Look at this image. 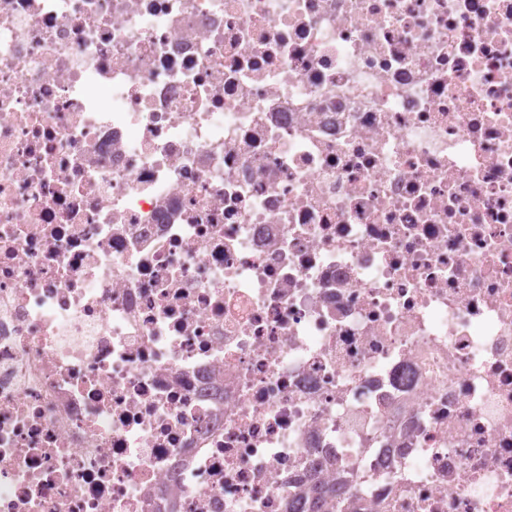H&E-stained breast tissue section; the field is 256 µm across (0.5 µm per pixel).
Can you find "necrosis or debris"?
<instances>
[{
	"label": "necrosis or debris",
	"instance_id": "obj_1",
	"mask_svg": "<svg viewBox=\"0 0 512 512\" xmlns=\"http://www.w3.org/2000/svg\"><path fill=\"white\" fill-rule=\"evenodd\" d=\"M314 487L512 512V0H0V512Z\"/></svg>",
	"mask_w": 512,
	"mask_h": 512
}]
</instances>
